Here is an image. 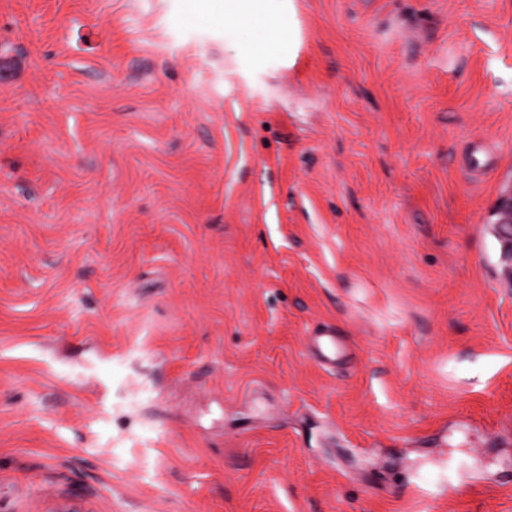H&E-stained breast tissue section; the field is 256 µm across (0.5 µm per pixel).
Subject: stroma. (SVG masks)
I'll list each match as a JSON object with an SVG mask.
<instances>
[{
  "label": "stroma",
  "mask_w": 512,
  "mask_h": 512,
  "mask_svg": "<svg viewBox=\"0 0 512 512\" xmlns=\"http://www.w3.org/2000/svg\"><path fill=\"white\" fill-rule=\"evenodd\" d=\"M270 8L0 0V512H512V0ZM265 0H225L224 15L230 16L242 25L255 21L256 5ZM496 214L498 216L495 224L497 237L503 243L505 256L512 260V192L509 191L500 199Z\"/></svg>",
  "instance_id": "35a3bbf8"
}]
</instances>
